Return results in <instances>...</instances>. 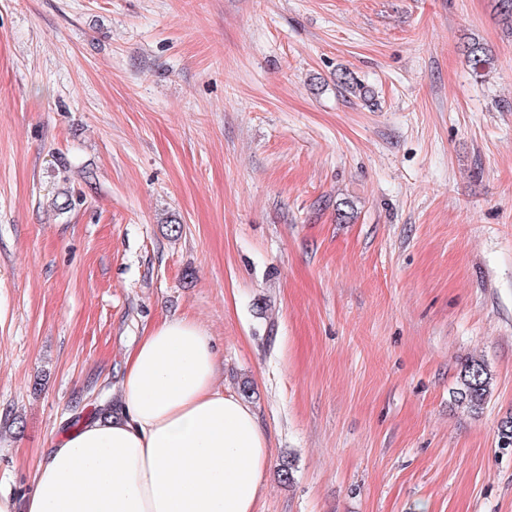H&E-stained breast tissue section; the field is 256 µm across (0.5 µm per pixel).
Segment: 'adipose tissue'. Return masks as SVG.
<instances>
[{
    "instance_id": "1",
    "label": "adipose tissue",
    "mask_w": 512,
    "mask_h": 512,
    "mask_svg": "<svg viewBox=\"0 0 512 512\" xmlns=\"http://www.w3.org/2000/svg\"><path fill=\"white\" fill-rule=\"evenodd\" d=\"M217 372L195 321H163L125 359L120 412L65 432L0 512H256L269 437Z\"/></svg>"
}]
</instances>
